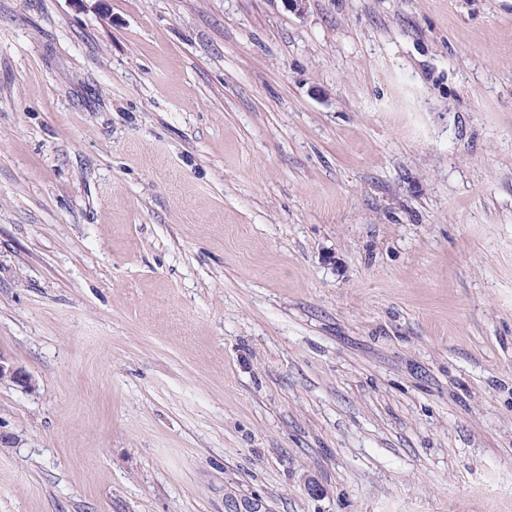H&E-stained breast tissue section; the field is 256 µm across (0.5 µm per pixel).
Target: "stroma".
<instances>
[{"label":"stroma","instance_id":"stroma-1","mask_svg":"<svg viewBox=\"0 0 512 512\" xmlns=\"http://www.w3.org/2000/svg\"><path fill=\"white\" fill-rule=\"evenodd\" d=\"M0 512H512V0H0ZM9 381L22 390H33L36 383L33 378L22 369L16 367L0 354V382Z\"/></svg>","mask_w":512,"mask_h":512}]
</instances>
